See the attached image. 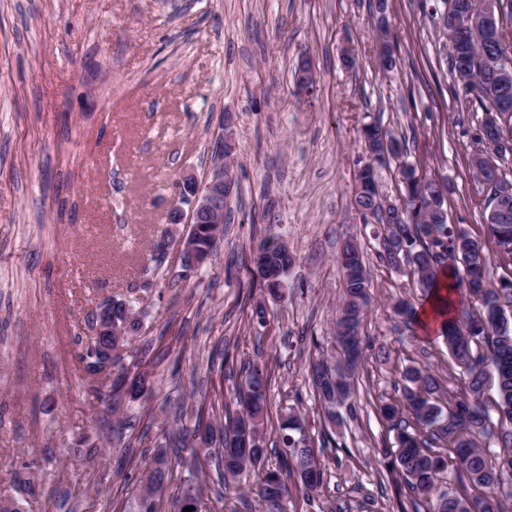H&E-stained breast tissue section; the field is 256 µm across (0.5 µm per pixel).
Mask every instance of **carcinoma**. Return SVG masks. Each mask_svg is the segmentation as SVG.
<instances>
[{"label":"carcinoma","mask_w":512,"mask_h":512,"mask_svg":"<svg viewBox=\"0 0 512 512\" xmlns=\"http://www.w3.org/2000/svg\"><path fill=\"white\" fill-rule=\"evenodd\" d=\"M478 70V91L474 95L480 109L497 103L499 89L493 74V59L488 47H483ZM394 146L399 140L381 124L374 122L362 129V149L385 139ZM399 178L406 185L400 214L395 222L387 223L380 240V258L389 267L399 270L407 266L424 297L436 293L440 276L447 278L448 295L438 296L442 317L439 333L448 355L460 368L467 382L461 393L443 399L444 388L439 377L426 365H409L402 372L400 399L396 404H385L381 414L394 432V445L380 449L389 472L396 474V494L409 491L411 505L420 510L424 502L426 512H505L506 501L512 500V460L501 459L490 449L479 445L486 437L501 448H512V333L499 334L495 318L502 316L512 324V288L498 286L490 277L489 259L482 243L448 223L434 222L436 206L444 194L434 177H421L416 169L399 164ZM353 204L365 217L378 213L376 195L354 193ZM489 231L500 252L512 256V212L507 218L487 222ZM356 270L352 275L344 260H339L343 273L341 308L352 306L358 322L368 315L370 281L366 275L361 248L355 249ZM464 274H457V267ZM467 297L474 310L456 313L453 297ZM127 324L122 346L128 347L139 333L141 315L129 301H121ZM396 322L406 328L416 323L417 308L409 300L400 299L393 305ZM342 320L336 319L332 339L338 348L334 362L324 358L307 367L306 379L318 402L324 421L338 425L336 407L350 397L354 379L358 378L363 360L361 328H356L354 350H349L341 336ZM83 371L91 375L102 370V359L97 345L89 346L80 356ZM493 380L497 399L487 406L481 399L485 383ZM112 400L120 403L128 398L136 400L151 390L150 380L120 373L110 383ZM238 410L227 416L220 432L213 426L196 420L191 428H182L175 437V452L197 455L196 445L201 432L211 434L216 448H206L205 460L214 466L218 482L227 485L242 473L252 472L253 485H277L283 496L255 497L264 512H288V480L302 478L309 467L315 470V482L301 483L303 493L312 497L324 481V468L316 450L302 433V420L294 412L281 415L282 462L280 467H265L268 448L261 434L270 400L267 395L265 365L255 361L248 365L245 380L234 390ZM498 414L497 431L488 426L490 411ZM451 472L463 487L455 495L443 488L447 483L445 472ZM509 482H504V473ZM170 466L165 452L156 454L153 467L144 484L135 494L137 512H158L153 495L155 478L169 477ZM15 481L31 498L39 495L38 485L30 472H16Z\"/></svg>","instance_id":"carcinoma-1"}]
</instances>
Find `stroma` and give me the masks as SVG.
Segmentation results:
<instances>
[{"label": "stroma", "instance_id": "stroma-1", "mask_svg": "<svg viewBox=\"0 0 512 512\" xmlns=\"http://www.w3.org/2000/svg\"><path fill=\"white\" fill-rule=\"evenodd\" d=\"M443 0H389L394 65H376V0H0V495L33 462L40 494L26 512H132L136 488L169 435L192 425L201 392L240 364L268 367L266 442L280 413L299 412L319 445L324 483L289 512H400L379 447L394 434L378 405L395 401L402 369L429 351L448 395L464 378L436 338L397 327V296L423 304L407 270L377 254L380 225L351 204L367 161L363 125L405 140L402 159L447 184L450 224L479 240L494 277H512L487 227L490 193L470 158L481 110L448 69ZM309 56L317 83L298 93ZM234 153L224 239L191 276L177 247L151 244L178 200L182 173L206 178L218 138ZM297 260L259 326L241 258L267 235ZM362 247L373 303L362 325L366 357L344 415L326 431L305 381L331 354L342 294L336 263L345 236ZM134 296L146 313L139 342L166 350L148 370L154 389L112 410L81 370L87 314ZM223 347L236 365L221 376ZM337 444L322 447L325 433ZM200 479L205 512H255L239 486Z\"/></svg>", "mask_w": 512, "mask_h": 512}]
</instances>
